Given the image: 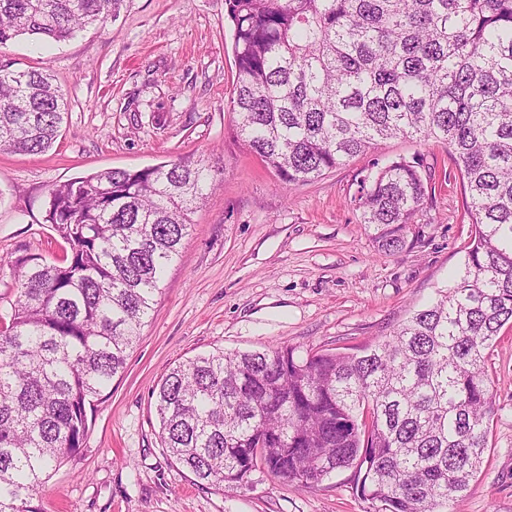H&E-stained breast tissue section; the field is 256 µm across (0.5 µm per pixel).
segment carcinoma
<instances>
[{
	"label": "carcinoma",
	"instance_id": "obj_1",
	"mask_svg": "<svg viewBox=\"0 0 512 512\" xmlns=\"http://www.w3.org/2000/svg\"><path fill=\"white\" fill-rule=\"evenodd\" d=\"M123 0H0V50L61 41ZM238 140L304 184L382 140L433 139L459 170L474 236L455 284L358 353L288 344L198 355L161 380L164 447L202 484L259 468L313 488L353 467L372 512H448L488 448L485 355L512 324V0H224ZM68 117L48 71L0 65V150L38 154ZM417 157L360 180V223L384 253L419 238ZM215 182L199 160L54 185L45 222L70 247L17 261L0 322V512L31 505L81 447L87 408L154 318L167 268Z\"/></svg>",
	"mask_w": 512,
	"mask_h": 512
}]
</instances>
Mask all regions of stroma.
I'll use <instances>...</instances> for the list:
<instances>
[{"mask_svg":"<svg viewBox=\"0 0 512 512\" xmlns=\"http://www.w3.org/2000/svg\"><path fill=\"white\" fill-rule=\"evenodd\" d=\"M15 67L52 72L69 112L48 151H0V313L15 262L60 263L70 248L44 222L53 185L104 169L203 161L218 184L194 215L158 295V313L88 414L81 448L33 495L38 512H366L353 470L305 488L254 471L247 484H199L166 452L153 391L198 354L289 344L354 353L452 283L472 226L447 148L393 138L322 177L288 186L233 132L236 69L224 0H124L118 17L65 42L21 40ZM420 157L432 190L420 236L379 252L354 202L377 164ZM494 413L488 451L448 512H512V327L486 355Z\"/></svg>","mask_w":512,"mask_h":512,"instance_id":"1","label":"stroma"}]
</instances>
